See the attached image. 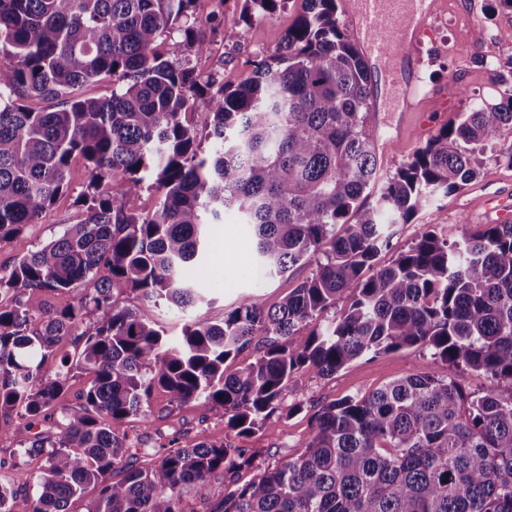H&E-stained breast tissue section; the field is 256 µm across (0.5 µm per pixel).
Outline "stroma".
I'll use <instances>...</instances> for the list:
<instances>
[{
    "label": "stroma",
    "instance_id": "1",
    "mask_svg": "<svg viewBox=\"0 0 512 512\" xmlns=\"http://www.w3.org/2000/svg\"><path fill=\"white\" fill-rule=\"evenodd\" d=\"M195 8L202 15L217 13L225 27L244 28L243 39L237 43L212 41L206 53L197 55L186 52L181 36L175 34L163 49L170 59L187 63L203 74L217 75L224 85L234 86L251 74V62L257 55L270 54L279 46L301 11L302 0H286L273 14L248 25L243 22L242 0H197ZM510 31L512 10L497 5L495 0H441L428 34L417 47L416 60L420 86L436 100L424 110L413 132H404L398 114L386 111L387 84L384 78L375 80L371 103L379 115V125L372 140L384 171H394L411 160L440 127L462 121L475 105L512 98V83L502 84L495 79L496 73L512 72V40L506 38ZM511 150L512 133L501 132L489 141L481 156L479 177L458 192L434 196L410 223L397 225L389 247L377 258L378 265L389 264L407 249L421 228L454 242L470 227L499 223L500 200L512 202V163L506 159ZM68 180L69 190L37 223L0 243V276L10 272L22 256L61 236L65 225L87 218L88 211L78 200L87 180L83 160L73 162ZM207 231L218 246L195 271L194 285L202 295L201 302L183 312L164 302L149 307L154 319L174 340L189 321H219L243 299H254L268 307L277 304L313 270L312 264L306 263L285 275L256 281L254 247L240 214L225 212L223 222L208 225ZM442 368L429 351L405 348L357 359L331 376L300 370L282 395L280 415L248 437L237 436L226 427L221 413L208 411L194 401L173 402L161 390L154 392L147 418L117 420L112 429L139 440L145 448H156L173 439L179 446L188 447L202 435L253 449L257 464L273 465L301 451L312 431V416L321 406L412 373Z\"/></svg>",
    "mask_w": 512,
    "mask_h": 512
}]
</instances>
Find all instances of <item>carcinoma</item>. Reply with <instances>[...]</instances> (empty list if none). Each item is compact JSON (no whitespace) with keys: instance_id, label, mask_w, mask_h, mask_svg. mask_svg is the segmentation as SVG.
Returning a JSON list of instances; mask_svg holds the SVG:
<instances>
[{"instance_id":"1","label":"carcinoma","mask_w":512,"mask_h":512,"mask_svg":"<svg viewBox=\"0 0 512 512\" xmlns=\"http://www.w3.org/2000/svg\"><path fill=\"white\" fill-rule=\"evenodd\" d=\"M286 2L244 0L243 15L259 19ZM194 3L0 0V242L68 190L77 158L89 213L0 277V437L18 444L0 460L12 469L0 481V512H71L90 489L86 512H184L181 489L200 492L215 474L224 496L204 512H512V224H481L453 244L424 230L375 267L396 225L477 178V148L512 130V100L473 107L385 173L366 132L371 65L337 0H304L276 52L234 87L160 51L175 32L195 54L208 50V35L243 39L216 14L199 17ZM106 78L110 96L81 93ZM197 98L211 106L207 154L182 121ZM29 99L56 108L34 110ZM145 188L160 192L155 210H128L124 200ZM226 210L243 217L267 277L323 258L276 306L246 300L172 342L149 309L122 297L193 306L197 289L182 272L207 260L206 226ZM36 292L75 296L36 313ZM340 298L343 312L318 323ZM87 321L92 331L76 333ZM258 335L266 344L255 362L226 373L227 359ZM65 338L74 350L60 357ZM411 347L497 384L477 396L451 372H417L334 401L315 413L304 449L274 466L206 438L156 449L143 466L141 449L112 431L114 420L148 418L161 388L252 435L301 369L330 376ZM76 373L89 384L64 405ZM43 422L59 431H34ZM39 455L46 466L36 476L24 464Z\"/></svg>"}]
</instances>
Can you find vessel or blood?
I'll list each match as a JSON object with an SVG mask.
<instances>
[{"instance_id": "b4317fda", "label": "vessel or blood", "mask_w": 512, "mask_h": 512, "mask_svg": "<svg viewBox=\"0 0 512 512\" xmlns=\"http://www.w3.org/2000/svg\"><path fill=\"white\" fill-rule=\"evenodd\" d=\"M346 13L358 44L391 77L394 109L403 121H411L426 96L402 63L414 56L418 37L434 13V0H352Z\"/></svg>"}]
</instances>
